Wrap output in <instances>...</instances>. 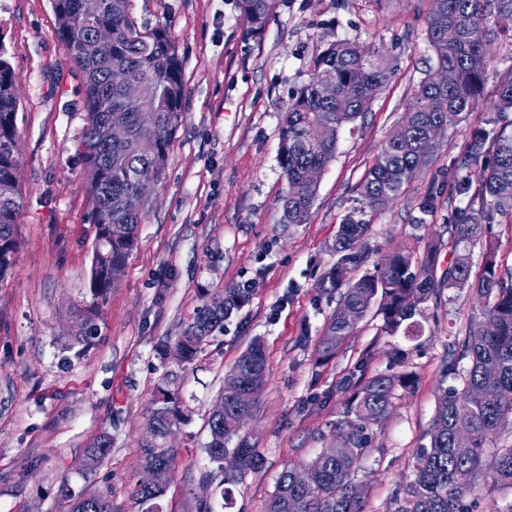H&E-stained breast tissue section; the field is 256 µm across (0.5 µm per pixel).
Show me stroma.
Here are the masks:
<instances>
[{"instance_id":"stroma-1","label":"stroma","mask_w":512,"mask_h":512,"mask_svg":"<svg viewBox=\"0 0 512 512\" xmlns=\"http://www.w3.org/2000/svg\"><path fill=\"white\" fill-rule=\"evenodd\" d=\"M432 0H277L260 36H247L239 0H133L138 25L166 26L182 61L184 117L165 175L142 211L138 246L121 281L94 298L89 281L95 227L89 174L76 157L86 119L83 79L54 36L51 0H0V44L19 87L18 252L0 281V512H68L89 491L114 512H138L131 489L141 470L139 440L158 383L178 394L187 421L162 499L165 512H266L288 465L313 459L334 440L361 375L410 372L393 412L372 429L356 481L364 512H388L412 477V453L435 411L436 390L457 330L476 315L467 291L425 312L422 336H384L367 314L329 360L316 345L336 306L316 283L336 261L331 250L355 191L423 78L433 52L426 37ZM379 49L390 71L368 112L342 130L335 159L320 173L307 223H282L281 115L309 79L314 55L331 41ZM483 100L449 129L435 161L372 218L364 269L413 234L446 237L453 163L470 127L492 112L512 44L491 46ZM435 197L432 212L422 210ZM248 286V302L192 364L169 349L201 305L202 289ZM98 306L89 347L70 331ZM268 373L243 432L255 470L218 467L205 445L208 414L226 372L254 339ZM112 447L90 473L93 439Z\"/></svg>"}]
</instances>
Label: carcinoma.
I'll return each instance as SVG.
<instances>
[{
  "label": "carcinoma",
  "mask_w": 512,
  "mask_h": 512,
  "mask_svg": "<svg viewBox=\"0 0 512 512\" xmlns=\"http://www.w3.org/2000/svg\"><path fill=\"white\" fill-rule=\"evenodd\" d=\"M276 0H240L247 33L259 34L266 26ZM427 18V39L435 64L407 104L402 119L394 125L380 153L359 182L363 207L348 212L339 224L333 251L338 256L317 283L329 296L339 295L327 319L317 351L323 358L355 335L370 311L382 321L381 333L403 331L416 336L415 317L432 303L441 304V291L468 289L482 300L479 315L455 334L448 348L445 374L437 388L434 416L412 455L411 479L396 495L392 512H471L470 503L479 494L480 480L490 474L495 484L512 490V446L487 457L485 449L503 423L512 418V269L503 272L497 261L493 224H512V129L490 117L470 128L466 153L459 169L456 193L464 199L450 215L448 234L454 258L439 271L440 246L429 243L391 252L372 272L348 278L350 266L363 263L361 242L370 231L367 211L385 205L389 195L399 196L438 154L441 143L432 142L429 130L439 124L454 128L474 112L482 100L488 69V47L504 38L512 42V0H432ZM54 12L83 17L80 27L57 25L55 36L71 52V59L84 77L86 126L76 144L77 155L91 173L93 201L90 221L96 229L90 288L103 297L114 288L137 245L140 213L125 207L127 196L147 198L154 186L139 180L144 169L165 175L168 152L183 118L184 83L182 63L170 31L163 25L139 27L131 15L132 0H52ZM112 28V43L97 45L92 26ZM124 70L132 81L150 87L141 104L124 99L120 87L110 82L114 69ZM446 69L453 79L446 85L436 72ZM336 80V97L324 98L316 91L318 76ZM388 68L373 46L337 41L312 59L311 77L289 99L280 127L279 165L286 182L282 195V222L304 224L315 202L318 185L305 178L311 169L323 170L336 157L338 132L355 124L370 108L375 91L388 80ZM17 76L0 45V280L11 268L18 242L16 216L22 206L17 188L21 154L17 141L19 98ZM496 112L512 111V68L499 74ZM153 113V124H143V111ZM109 123L121 125L126 137L112 144L103 138ZM480 167L477 177L470 169ZM485 242L482 265L473 271L469 254L459 250L474 241ZM244 288L218 292L202 289L203 303L186 324L174 346V355L184 364L193 363L213 334L246 302ZM223 298L214 308L210 299ZM96 331L90 315L76 325L74 339L88 344ZM230 371L255 394L267 377V360L261 340L256 339L238 357ZM406 375L378 374L359 381L336 424L338 446L323 449L301 467L312 473V482H293L296 466L279 476L267 512H364L355 474L370 447V427L392 412L397 391L407 388ZM147 416L156 418L158 433L177 429L185 416L178 398L155 397ZM206 452L211 461L224 464L230 451L243 468L258 462L254 448L241 435L237 403L224 397V417L209 418ZM234 448H228L229 443ZM102 434L89 446L83 466L100 462L110 448ZM142 462L162 461L174 469L177 449L139 442ZM140 512H163L158 491L132 488ZM70 512H112V504L100 494L76 497Z\"/></svg>",
  "instance_id": "carcinoma-1"
}]
</instances>
